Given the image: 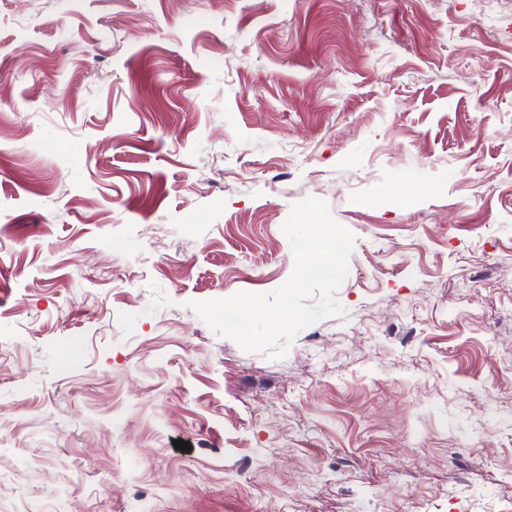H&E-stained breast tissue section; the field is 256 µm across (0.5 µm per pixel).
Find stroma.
Returning <instances> with one entry per match:
<instances>
[{
    "instance_id": "obj_1",
    "label": "stroma",
    "mask_w": 512,
    "mask_h": 512,
    "mask_svg": "<svg viewBox=\"0 0 512 512\" xmlns=\"http://www.w3.org/2000/svg\"><path fill=\"white\" fill-rule=\"evenodd\" d=\"M0 343V512H512V0H0Z\"/></svg>"
}]
</instances>
